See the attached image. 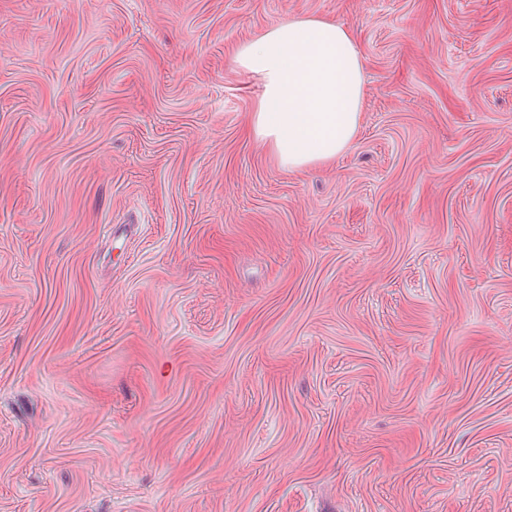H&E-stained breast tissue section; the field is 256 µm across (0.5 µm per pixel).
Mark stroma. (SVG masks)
<instances>
[{
	"label": "stroma",
	"instance_id": "stroma-1",
	"mask_svg": "<svg viewBox=\"0 0 512 512\" xmlns=\"http://www.w3.org/2000/svg\"><path fill=\"white\" fill-rule=\"evenodd\" d=\"M306 16L295 174L234 54ZM0 512H512V0H0ZM235 61L261 89L249 134L281 169L305 172L352 144L362 120L364 72L343 27L319 17L288 20L240 45Z\"/></svg>",
	"mask_w": 512,
	"mask_h": 512
}]
</instances>
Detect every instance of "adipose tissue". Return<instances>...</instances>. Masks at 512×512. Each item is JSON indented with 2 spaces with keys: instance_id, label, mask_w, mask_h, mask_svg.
Segmentation results:
<instances>
[{
  "instance_id": "ef3b65f1",
  "label": "adipose tissue",
  "mask_w": 512,
  "mask_h": 512,
  "mask_svg": "<svg viewBox=\"0 0 512 512\" xmlns=\"http://www.w3.org/2000/svg\"><path fill=\"white\" fill-rule=\"evenodd\" d=\"M261 89L248 130L278 166L300 173L335 160L362 120L364 72L354 37L319 17L269 28L235 53Z\"/></svg>"
}]
</instances>
